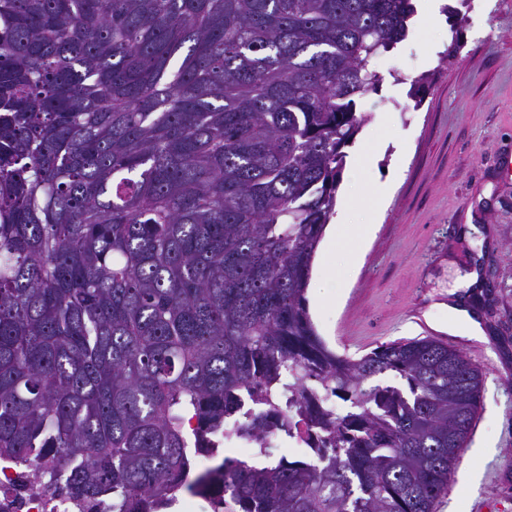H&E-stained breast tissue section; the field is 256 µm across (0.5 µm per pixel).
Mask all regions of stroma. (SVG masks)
I'll return each instance as SVG.
<instances>
[{
  "label": "stroma",
  "mask_w": 512,
  "mask_h": 512,
  "mask_svg": "<svg viewBox=\"0 0 512 512\" xmlns=\"http://www.w3.org/2000/svg\"><path fill=\"white\" fill-rule=\"evenodd\" d=\"M445 3L461 23L442 14L374 62L381 82L359 101L368 120L346 152L377 144L362 182L393 189L353 210L373 231L358 265L345 251L334 257L348 287L334 301L309 288L307 308L329 347L353 358L399 339H463L483 372L481 409L434 512H512V174L497 163L512 146V0ZM473 271L483 285L467 301L482 340L448 327V293Z\"/></svg>",
  "instance_id": "stroma-1"
}]
</instances>
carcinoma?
<instances>
[{
  "mask_svg": "<svg viewBox=\"0 0 512 512\" xmlns=\"http://www.w3.org/2000/svg\"><path fill=\"white\" fill-rule=\"evenodd\" d=\"M414 0H0V462L78 512H433L482 374L306 304ZM393 372L406 389L371 385ZM301 423L318 462L270 451ZM243 438L262 463L224 456ZM214 465L190 477L200 452ZM224 489V501L215 498Z\"/></svg>",
  "mask_w": 512,
  "mask_h": 512,
  "instance_id": "cac0c4a2",
  "label": "carcinoma"
}]
</instances>
